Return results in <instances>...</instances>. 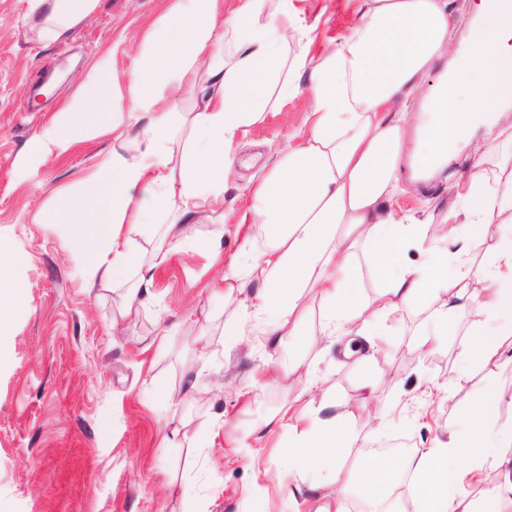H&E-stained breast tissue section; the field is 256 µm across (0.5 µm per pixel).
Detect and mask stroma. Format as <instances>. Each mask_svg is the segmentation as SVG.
I'll list each match as a JSON object with an SVG mask.
<instances>
[{"mask_svg":"<svg viewBox=\"0 0 512 512\" xmlns=\"http://www.w3.org/2000/svg\"><path fill=\"white\" fill-rule=\"evenodd\" d=\"M160 0H100L98 9L63 41L30 31L29 0H0V250L23 256L0 270L24 286V298L0 342V512H291L280 490L287 465L278 435L256 439L253 428L281 406L313 412L336 400L360 434L349 460L407 440L426 447L449 420L472 405L486 381L455 379L459 344L432 356L413 344L423 312L395 314L385 354L365 369L343 344L323 348L319 303H311L297 346H273L238 302L214 297L224 258L242 235L236 218L248 181L268 172L307 110L297 98L265 113L237 149L224 205L184 227L186 243L152 271L150 296L123 314L111 285L87 287L89 257L66 242L63 224L38 218L60 193L76 189L112 152L108 134L52 145L38 135L59 118L99 72L125 80ZM318 35H341L351 0H295ZM31 111H23L25 102ZM241 321L235 344L225 323ZM177 324L162 348L150 342ZM296 357L315 364L317 388L303 391L286 369ZM382 409L404 418L368 431L360 408L366 376ZM196 384L186 395L187 384ZM172 391L171 400L154 391ZM219 429L212 445L192 438ZM260 453L262 473L249 457ZM194 496L183 499L184 486Z\"/></svg>","mask_w":512,"mask_h":512,"instance_id":"stroma-1","label":"stroma"}]
</instances>
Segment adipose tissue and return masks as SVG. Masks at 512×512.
<instances>
[{
  "label": "adipose tissue",
  "instance_id": "ef3b65f1",
  "mask_svg": "<svg viewBox=\"0 0 512 512\" xmlns=\"http://www.w3.org/2000/svg\"><path fill=\"white\" fill-rule=\"evenodd\" d=\"M354 18L337 40L318 43L292 0H168L151 22L126 83L99 76L66 116L45 132L71 143L111 132V157L80 189L43 211L44 224L69 227L70 244L87 254L88 283H124L126 309L143 305L153 256L136 240L163 225L168 251L182 247L183 224L224 203V177L234 143L280 101L306 96L309 107L275 165L250 191L237 222L243 244L224 269V300L250 311L274 344L299 335L303 299L319 296L324 336H360L373 365L391 315L427 306L420 354L438 351L458 332L468 307L479 318L459 353L461 381L502 359L512 336V0H478L469 48L452 56L448 0H354ZM100 0H30L40 36L69 32ZM451 61L432 90L429 120L414 101L435 61ZM185 97L197 111L175 113ZM127 100L141 122L123 127L115 101ZM430 172L444 170L461 146L472 148L467 173L448 185L447 229L398 204V172L409 129ZM188 130L181 157L172 144ZM487 139L478 142L476 134ZM497 245L480 265L472 253L487 236ZM422 257L405 259L408 249ZM362 255L381 284L367 301L355 274ZM498 398L487 394L449 422L441 437L402 460L388 455L346 468L344 449L357 433L338 403L312 414L281 411L263 422L267 435L287 430L276 450L297 485L290 499L334 488L333 503L315 512H347L357 489L373 512H398L399 474L409 478L414 512H512V428H494ZM472 485L485 486L478 499Z\"/></svg>",
  "mask_w": 512,
  "mask_h": 512
}]
</instances>
